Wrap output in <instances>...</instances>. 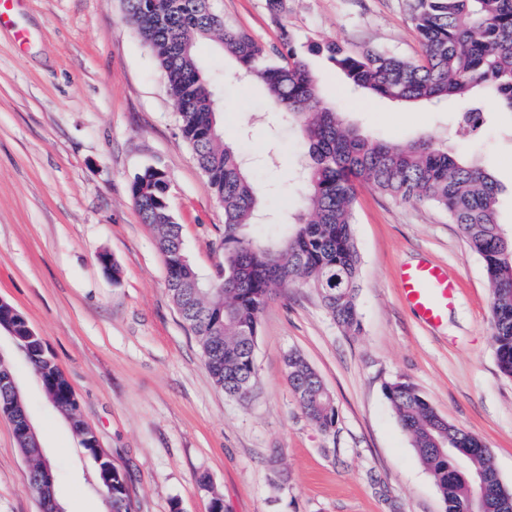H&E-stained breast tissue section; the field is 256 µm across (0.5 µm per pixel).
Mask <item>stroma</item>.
<instances>
[{
    "instance_id": "obj_1",
    "label": "stroma",
    "mask_w": 512,
    "mask_h": 512,
    "mask_svg": "<svg viewBox=\"0 0 512 512\" xmlns=\"http://www.w3.org/2000/svg\"><path fill=\"white\" fill-rule=\"evenodd\" d=\"M409 0H218L230 25L278 45L333 41L421 52ZM26 32V42L16 39ZM203 75L227 103L226 143L276 185L264 198L272 231L300 192L305 162L296 131L271 111L261 84L224 80L230 54L197 48ZM323 104L346 124L389 141L426 133L481 160L499 183V222L512 232V112L484 100L486 121L453 136L461 102L401 105L352 90L325 56L307 57ZM161 169L168 205L196 270L211 279L224 260V211L178 130L152 53L125 20L122 0H18L0 26V299L22 312L69 381L77 413L130 476L133 512H444L442 498L396 419L386 385H414L449 423L489 448L512 490V379L496 363L482 259L445 212L358 187L362 329H341L308 287L277 289L260 319L257 383L247 399L213 383L197 337L166 290L156 232L130 187ZM111 254V274L99 263ZM447 268L456 288L448 320L423 324L397 286L401 266ZM299 352L336 405L323 433L304 416L285 357ZM29 419L55 476L62 512H108L96 467L13 338L0 333ZM13 426L0 415V512H40Z\"/></svg>"
}]
</instances>
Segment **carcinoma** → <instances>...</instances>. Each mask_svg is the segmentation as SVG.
I'll use <instances>...</instances> for the list:
<instances>
[{"mask_svg":"<svg viewBox=\"0 0 512 512\" xmlns=\"http://www.w3.org/2000/svg\"><path fill=\"white\" fill-rule=\"evenodd\" d=\"M123 6L163 72L181 137L224 208V266L219 279L199 293L185 286L198 272L168 207L165 175L147 167L131 185L143 223L157 230L167 291L198 337L212 380L226 395L243 399L256 382L254 348L244 341V333L258 332L261 314L278 288L301 284L315 289L339 327L360 331L361 258L352 226L357 187L363 183L404 202L434 205L458 225L484 262L496 358L501 373L512 377V235L504 233L498 220L497 183L478 159L466 158L429 135L385 142L346 125L340 113L321 104L305 53L286 31L280 46L268 47L224 23L212 0H123ZM409 7L421 45L418 58L379 50L351 52L335 42L311 45L308 52L325 55L354 89L391 101L461 99L465 107L457 128L464 137L484 124L473 90H482L512 112V0H410ZM213 38L237 63L230 82L261 83L269 104L301 132L307 161L295 180L302 187L303 212L285 215L287 232L277 238L258 240L250 233L261 216L264 188L245 158L223 140L217 99L196 56L197 44ZM338 274L336 287L331 280ZM286 370L306 418L319 431H331L336 406L319 374L297 352L288 354ZM42 385L53 394L57 410L75 408L73 390L56 365L43 363ZM385 395L446 512H466L475 490L469 476L456 473L439 454L436 444L445 440L466 456L469 472L482 473L494 488L492 512H512V492L500 485L491 453L479 437L439 416L409 383H392ZM18 447L31 462L29 481L36 488L42 462L25 441ZM111 480L102 487L112 493V512H132L127 472L114 468Z\"/></svg>","mask_w":512,"mask_h":512,"instance_id":"obj_1","label":"carcinoma"}]
</instances>
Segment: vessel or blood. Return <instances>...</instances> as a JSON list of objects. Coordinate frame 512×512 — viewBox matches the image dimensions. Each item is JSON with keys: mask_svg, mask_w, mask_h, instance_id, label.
Masks as SVG:
<instances>
[{"mask_svg": "<svg viewBox=\"0 0 512 512\" xmlns=\"http://www.w3.org/2000/svg\"><path fill=\"white\" fill-rule=\"evenodd\" d=\"M397 279L402 298L421 321L438 326L447 320L456 290L449 283L444 266L435 263L406 265L399 270Z\"/></svg>", "mask_w": 512, "mask_h": 512, "instance_id": "1", "label": "vessel or blood"}]
</instances>
